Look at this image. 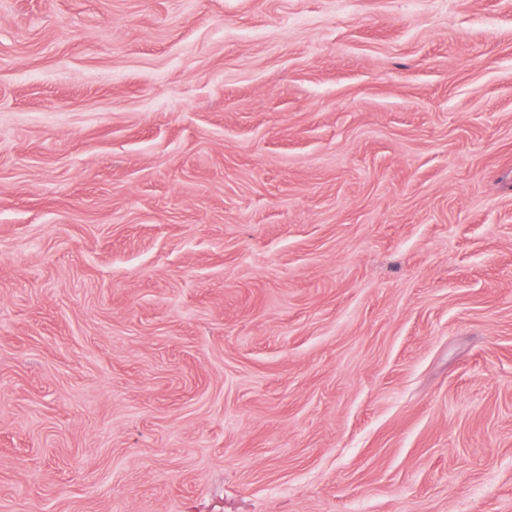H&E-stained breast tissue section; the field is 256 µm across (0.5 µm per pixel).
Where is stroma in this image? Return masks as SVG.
Here are the masks:
<instances>
[{"mask_svg":"<svg viewBox=\"0 0 512 512\" xmlns=\"http://www.w3.org/2000/svg\"><path fill=\"white\" fill-rule=\"evenodd\" d=\"M0 512H512V0H0Z\"/></svg>","mask_w":512,"mask_h":512,"instance_id":"stroma-1","label":"stroma"}]
</instances>
